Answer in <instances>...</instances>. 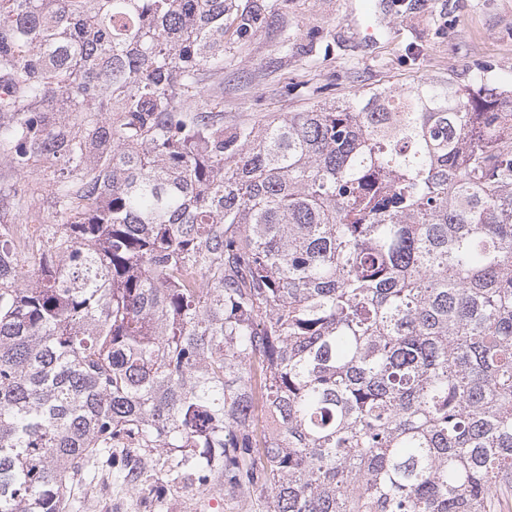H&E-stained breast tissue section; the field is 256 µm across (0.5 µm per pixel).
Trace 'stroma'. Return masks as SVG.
I'll use <instances>...</instances> for the list:
<instances>
[{
    "label": "stroma",
    "instance_id": "stroma-1",
    "mask_svg": "<svg viewBox=\"0 0 512 512\" xmlns=\"http://www.w3.org/2000/svg\"><path fill=\"white\" fill-rule=\"evenodd\" d=\"M266 19L252 34L224 35L219 94L189 101L194 111L224 106V123L263 126L284 112L358 98L376 87L404 88L453 78L462 87L477 72L512 82V0H391L377 16L375 42L359 20L365 0H261ZM90 512H265L258 494L218 484L165 491L155 504L148 486L112 483Z\"/></svg>",
    "mask_w": 512,
    "mask_h": 512
}]
</instances>
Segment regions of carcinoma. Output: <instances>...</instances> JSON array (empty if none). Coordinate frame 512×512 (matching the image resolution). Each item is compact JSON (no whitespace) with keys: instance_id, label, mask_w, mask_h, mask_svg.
<instances>
[{"instance_id":"cac0c4a2","label":"carcinoma","mask_w":512,"mask_h":512,"mask_svg":"<svg viewBox=\"0 0 512 512\" xmlns=\"http://www.w3.org/2000/svg\"><path fill=\"white\" fill-rule=\"evenodd\" d=\"M248 0H0V512L105 471L265 512H501L512 86L376 88L224 128ZM55 168L52 181L36 179ZM269 419L265 432L258 410ZM53 211L48 208H41L40 210L34 209H13L8 210L5 214L4 221H8L10 224H26L23 228H21L20 234H24L26 232L27 226L32 225L29 224L31 220H36L40 222H44L45 224H53Z\"/></svg>"}]
</instances>
